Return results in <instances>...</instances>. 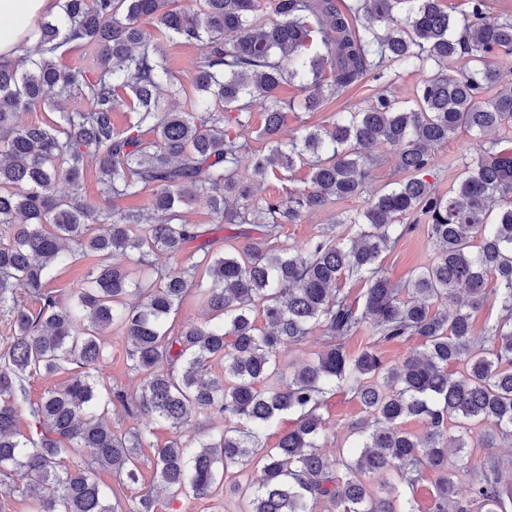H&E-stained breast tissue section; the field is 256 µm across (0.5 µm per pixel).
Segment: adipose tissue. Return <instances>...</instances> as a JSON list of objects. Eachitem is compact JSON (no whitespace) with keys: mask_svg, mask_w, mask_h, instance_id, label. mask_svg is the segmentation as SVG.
<instances>
[{"mask_svg":"<svg viewBox=\"0 0 512 512\" xmlns=\"http://www.w3.org/2000/svg\"><path fill=\"white\" fill-rule=\"evenodd\" d=\"M55 11L54 0H0V57H15L33 42L36 20Z\"/></svg>","mask_w":512,"mask_h":512,"instance_id":"ef3b65f1","label":"adipose tissue"}]
</instances>
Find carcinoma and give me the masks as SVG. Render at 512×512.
Returning a JSON list of instances; mask_svg holds the SVG:
<instances>
[{
    "instance_id": "1",
    "label": "carcinoma",
    "mask_w": 512,
    "mask_h": 512,
    "mask_svg": "<svg viewBox=\"0 0 512 512\" xmlns=\"http://www.w3.org/2000/svg\"><path fill=\"white\" fill-rule=\"evenodd\" d=\"M57 2L60 15L38 24L36 44L17 61H0V316L15 333L0 356V487L13 492L21 473L35 512H155L150 493L131 506L124 499L123 489L139 482L137 451L150 432L112 430L108 414L118 407L173 430L155 469L174 497H207L229 470L255 460L248 483L228 487L245 502L241 512H416L413 493L426 471L435 476L429 512H509L512 475L493 453L468 469L467 483L459 472L471 439L512 447V152L495 150V140L481 144L446 195L424 176L432 149L458 129L479 138L512 130V86L495 91L502 75L487 63L512 54V17L493 15L490 0H468L460 17L441 0H272L270 18L260 0H196L189 8L179 0ZM153 27L203 44L194 61L200 95L185 108L165 104L182 87ZM314 33L320 44L311 55ZM73 41L92 56L78 77L56 62ZM461 55L477 65L445 73ZM429 64L438 71L414 106L385 88L369 106L281 142V84L299 83L304 109L316 112L368 76L389 83L396 67ZM122 91L137 120L119 131L112 112ZM70 98L84 108L65 111L59 100ZM37 107L57 119L19 125L18 113ZM257 108L269 150L245 180V144L226 123L244 128ZM384 143L402 180L301 246L281 241L284 225L303 213L361 195L368 168L382 164L373 148ZM301 165L309 166V187L253 202L258 184ZM86 171L98 175L97 200L76 193ZM60 180L73 193L58 194ZM147 191L148 216L111 205ZM200 201L216 223L249 226L237 232L245 243L228 251L213 229L188 223L185 209ZM419 213L434 258L394 283L381 256L416 229ZM189 245L188 263L155 268V256L174 258ZM74 246L98 261L65 299L49 283ZM343 279L360 281L364 292L342 291ZM490 280L498 312L478 330L472 312ZM191 292L205 303L204 320L168 325ZM365 326L373 345L347 351ZM112 330L129 343L138 393L99 374ZM316 331L317 357L285 371L281 348ZM414 338L422 350L392 364L377 350ZM215 363L224 375L212 374ZM69 365L75 371L64 387L29 399L31 375ZM341 390L363 416L335 458L320 445L322 409ZM24 403L35 437L19 428ZM284 414L295 415L293 426L265 446ZM201 416L222 428L200 426ZM411 417L424 435L402 428ZM73 456L80 461L71 466ZM100 469L118 476V487H101Z\"/></svg>"
}]
</instances>
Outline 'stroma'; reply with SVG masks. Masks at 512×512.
<instances>
[{"label":"stroma","instance_id":"stroma-1","mask_svg":"<svg viewBox=\"0 0 512 512\" xmlns=\"http://www.w3.org/2000/svg\"><path fill=\"white\" fill-rule=\"evenodd\" d=\"M381 84L372 78H365L353 85L336 99L328 103L319 111L307 112L302 107L304 93L298 84L286 83L278 90V97L286 105V120L282 135L291 138L299 134L304 128L310 126H325L331 123L337 113L348 111L353 106H366L371 104ZM376 154L382 155L385 163L371 169L367 180L365 197L337 200L330 203L324 210L304 214L299 223L286 225L283 239L290 244H301L322 231L323 227L346 214L363 209L366 197L376 196L389 188L399 174L395 168V157L389 145L381 144L375 149ZM476 151L470 134L467 131H458L449 139L448 143L439 145L432 152L433 165L430 168L427 180L439 193H447L456 186L462 172L460 162L462 159L474 157ZM432 248L427 236L425 226H417L416 230L402 238L392 249L384 253L382 264L386 274L393 281H401L412 271L427 264L432 258ZM326 418L325 444L327 454H336L340 446L345 445L349 425L360 418L359 404L349 396L336 394L332 396L323 411ZM112 426L115 429L126 431L132 428H149L151 431L152 447L144 449L140 458V480L138 484L128 486L125 493L128 499H135L141 494L153 491L157 494L159 506L157 512H239L240 501L225 500L223 492L204 498L194 497L186 493L177 497H170L157 489L155 478L154 451L164 447L173 437V432L167 424L142 416L132 418L123 412L114 411L110 414Z\"/></svg>","mask_w":512,"mask_h":512}]
</instances>
